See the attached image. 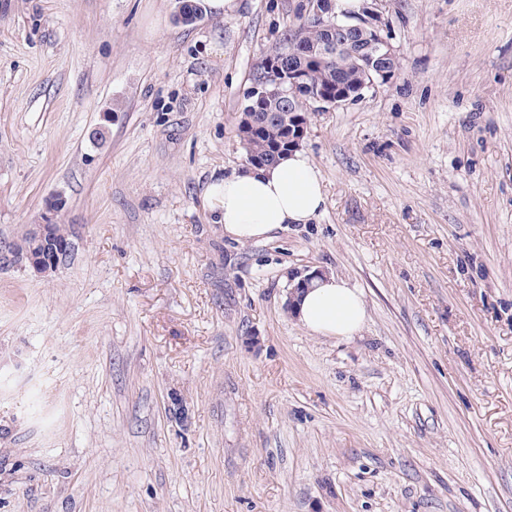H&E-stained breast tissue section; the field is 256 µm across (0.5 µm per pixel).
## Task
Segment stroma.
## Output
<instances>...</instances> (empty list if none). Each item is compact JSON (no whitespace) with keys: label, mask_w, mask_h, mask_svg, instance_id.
<instances>
[{"label":"stroma","mask_w":512,"mask_h":512,"mask_svg":"<svg viewBox=\"0 0 512 512\" xmlns=\"http://www.w3.org/2000/svg\"><path fill=\"white\" fill-rule=\"evenodd\" d=\"M301 2L0 0V238L59 196L74 246L0 267V512H512V0H366L399 69L310 110L316 219L239 243L203 191ZM320 275H323L320 271L307 275L294 273L289 305L296 294L311 287ZM294 310V316L303 327L323 337L351 338L363 328L367 318L362 292L334 276L316 280L314 287L299 298Z\"/></svg>","instance_id":"1"}]
</instances>
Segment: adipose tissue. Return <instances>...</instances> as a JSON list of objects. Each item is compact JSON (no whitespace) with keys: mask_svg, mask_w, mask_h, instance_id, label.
<instances>
[{"mask_svg":"<svg viewBox=\"0 0 512 512\" xmlns=\"http://www.w3.org/2000/svg\"><path fill=\"white\" fill-rule=\"evenodd\" d=\"M204 199L220 213L225 233L238 242L269 238L286 224L310 223L325 206L321 175L301 150L271 167L243 168L216 178L206 186ZM294 315L313 334L349 338L363 328L367 308L362 292L327 276L300 297Z\"/></svg>","mask_w":512,"mask_h":512,"instance_id":"1","label":"adipose tissue"}]
</instances>
